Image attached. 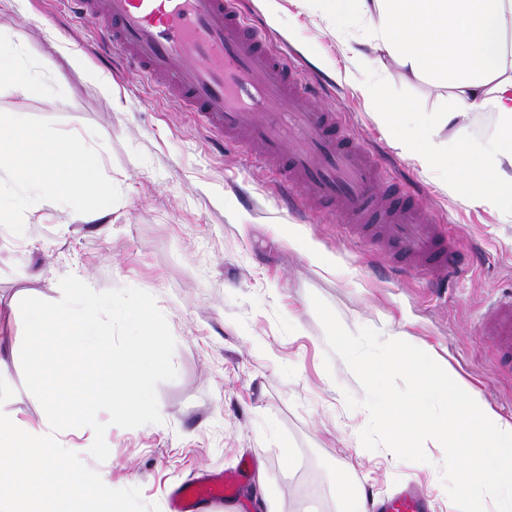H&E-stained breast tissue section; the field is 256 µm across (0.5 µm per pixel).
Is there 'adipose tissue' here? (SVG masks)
Instances as JSON below:
<instances>
[{
	"label": "adipose tissue",
	"mask_w": 512,
	"mask_h": 512,
	"mask_svg": "<svg viewBox=\"0 0 512 512\" xmlns=\"http://www.w3.org/2000/svg\"><path fill=\"white\" fill-rule=\"evenodd\" d=\"M332 12L370 28L379 51L407 73L437 78L450 90L444 112H394L379 104L393 147L425 172L465 182L476 206L497 201L512 211V0H330ZM495 116L479 137L472 113ZM101 158L75 138L29 124L21 113L0 120V172L16 190L0 194V220L33 198L83 199V220L99 219Z\"/></svg>",
	"instance_id": "ef3b65f1"
}]
</instances>
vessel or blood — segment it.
Returning a JSON list of instances; mask_svg holds the SVG:
<instances>
[{
	"instance_id": "1",
	"label": "vessel or blood",
	"mask_w": 512,
	"mask_h": 512,
	"mask_svg": "<svg viewBox=\"0 0 512 512\" xmlns=\"http://www.w3.org/2000/svg\"><path fill=\"white\" fill-rule=\"evenodd\" d=\"M103 41L160 93L196 117L222 146L266 168L297 212L323 210L345 224H374L404 270L452 277L466 256L406 184L389 179L379 152L338 113L315 106L312 83L273 47L241 0H70ZM481 333L512 360V296L490 304ZM234 480L207 476L171 486L168 512H219ZM385 512H427L412 491Z\"/></svg>"
}]
</instances>
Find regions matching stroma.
<instances>
[{"mask_svg": "<svg viewBox=\"0 0 512 512\" xmlns=\"http://www.w3.org/2000/svg\"><path fill=\"white\" fill-rule=\"evenodd\" d=\"M244 2L272 44L318 79V106L338 112L351 136L374 143L389 174L419 191L473 257L445 288L389 273L390 251L367 229L283 207L266 169L220 148L191 114L101 53L97 30L65 0H12L0 10V42L41 69L49 90L22 94L0 82V118L22 112L53 134H78L100 152L107 191L94 222L80 219L79 200L50 196L0 222V354L14 390L0 407L42 426L45 412L24 386L20 361L22 299L59 300L68 275L98 292L136 287L154 296L176 342L177 377L157 387L162 421L109 427L102 462L89 452L90 428L66 437L113 488H140L162 510L174 483L232 472L250 456L282 512H336L329 486L339 469L370 504L412 485L431 512H457L434 448L427 462L413 463L362 446L368 413L349 408L345 396L360 399L364 390L347 365L328 358L312 299L324 300L350 332H405L512 422V370L478 336L486 305L512 291V212L469 204L464 184L442 187L440 176L397 154L377 121L382 97L399 112L447 110L445 83L407 75L375 50L366 29L329 23L323 0L303 9L278 0L274 18L261 0ZM74 52L86 66L72 63ZM360 55L370 69L357 65ZM104 78L111 90L102 88Z\"/></svg>", "mask_w": 512, "mask_h": 512, "instance_id": "obj_1", "label": "stroma"}]
</instances>
